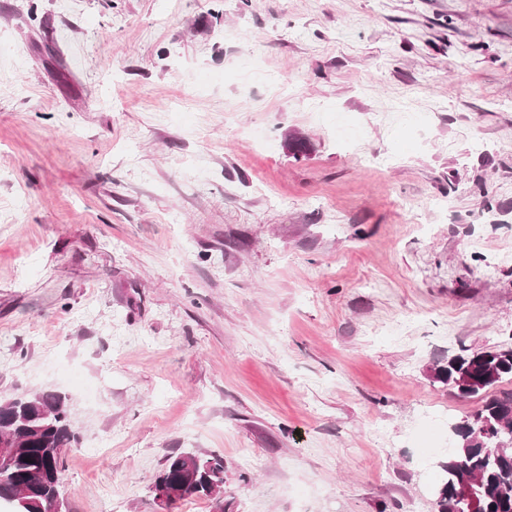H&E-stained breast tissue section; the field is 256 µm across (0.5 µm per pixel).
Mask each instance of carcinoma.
<instances>
[{
	"instance_id": "carcinoma-1",
	"label": "carcinoma",
	"mask_w": 512,
	"mask_h": 512,
	"mask_svg": "<svg viewBox=\"0 0 512 512\" xmlns=\"http://www.w3.org/2000/svg\"><path fill=\"white\" fill-rule=\"evenodd\" d=\"M436 381L461 398L478 397L476 429L455 427L457 441L441 471L436 512H459L456 493L469 484L477 512H512V392L493 389L512 380V348L459 354L434 367ZM0 428L15 440L12 464L0 469V512H65L61 494V457L79 440L69 396L35 392L0 398ZM224 483V458L200 450L167 456L156 476L154 493H172L174 501L209 497Z\"/></svg>"
}]
</instances>
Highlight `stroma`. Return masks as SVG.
<instances>
[{"label":"stroma","mask_w":512,"mask_h":512,"mask_svg":"<svg viewBox=\"0 0 512 512\" xmlns=\"http://www.w3.org/2000/svg\"><path fill=\"white\" fill-rule=\"evenodd\" d=\"M504 254L512 0H0V396H71L68 512L184 448L172 512H434ZM224 486V458L200 450H189L167 456L164 467L156 476L153 490L165 493L174 502L192 497H209L220 501L223 491L214 496L215 487ZM169 492H172L170 495Z\"/></svg>","instance_id":"1"}]
</instances>
